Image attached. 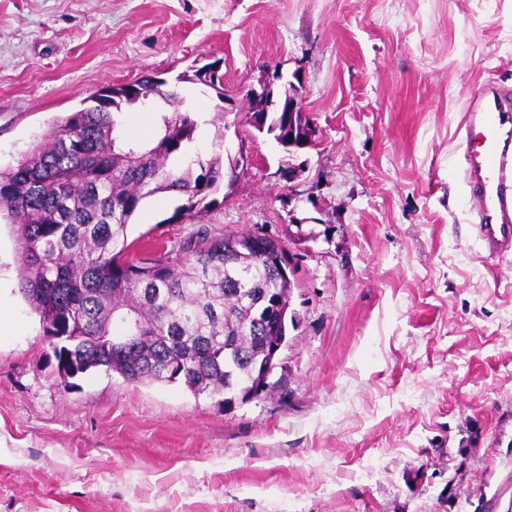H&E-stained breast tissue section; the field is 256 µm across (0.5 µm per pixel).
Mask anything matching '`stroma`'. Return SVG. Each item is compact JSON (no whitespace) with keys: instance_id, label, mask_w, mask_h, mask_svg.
I'll use <instances>...</instances> for the list:
<instances>
[{"instance_id":"obj_1","label":"stroma","mask_w":512,"mask_h":512,"mask_svg":"<svg viewBox=\"0 0 512 512\" xmlns=\"http://www.w3.org/2000/svg\"><path fill=\"white\" fill-rule=\"evenodd\" d=\"M180 84L247 171L204 218L263 232L294 283L277 392L224 410L183 383L60 373L0 222V512H482L512 483V258L482 257L454 175L466 105L512 88V0H0V165L104 86ZM319 130L285 153L240 119L261 69ZM157 193L140 257L193 230ZM210 64H204L202 66L197 67L193 72V75L191 78H179V82L183 83H192V84H201L205 87H208L211 89L214 93L218 101L225 103L224 98V84L222 81V77L219 75V77L215 78V74L207 73L206 69Z\"/></svg>"}]
</instances>
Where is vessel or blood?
I'll use <instances>...</instances> for the list:
<instances>
[{
	"label": "vessel or blood",
	"instance_id": "b4317fda",
	"mask_svg": "<svg viewBox=\"0 0 512 512\" xmlns=\"http://www.w3.org/2000/svg\"><path fill=\"white\" fill-rule=\"evenodd\" d=\"M466 202L476 215L477 239L487 257L512 255V89L484 85L463 120Z\"/></svg>",
	"mask_w": 512,
	"mask_h": 512
}]
</instances>
